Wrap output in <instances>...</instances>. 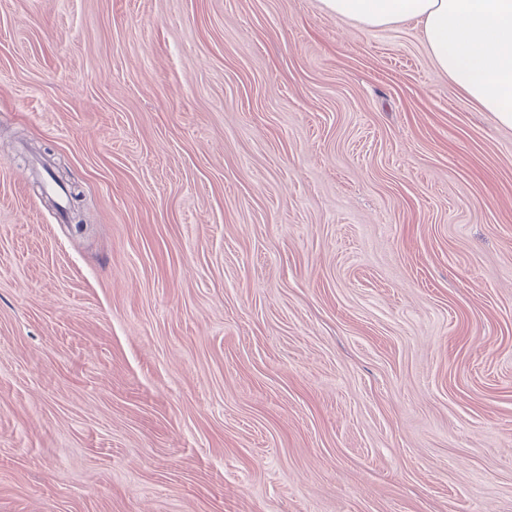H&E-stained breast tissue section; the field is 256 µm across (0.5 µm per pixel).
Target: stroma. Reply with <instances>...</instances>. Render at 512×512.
I'll list each match as a JSON object with an SVG mask.
<instances>
[{
    "mask_svg": "<svg viewBox=\"0 0 512 512\" xmlns=\"http://www.w3.org/2000/svg\"><path fill=\"white\" fill-rule=\"evenodd\" d=\"M0 512H512V128L417 21L0 0Z\"/></svg>",
    "mask_w": 512,
    "mask_h": 512,
    "instance_id": "stroma-1",
    "label": "stroma"
}]
</instances>
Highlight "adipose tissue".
<instances>
[{
	"label": "adipose tissue",
	"instance_id": "obj_1",
	"mask_svg": "<svg viewBox=\"0 0 512 512\" xmlns=\"http://www.w3.org/2000/svg\"><path fill=\"white\" fill-rule=\"evenodd\" d=\"M369 29L414 20L436 66L484 111L512 127V0H323Z\"/></svg>",
	"mask_w": 512,
	"mask_h": 512
}]
</instances>
